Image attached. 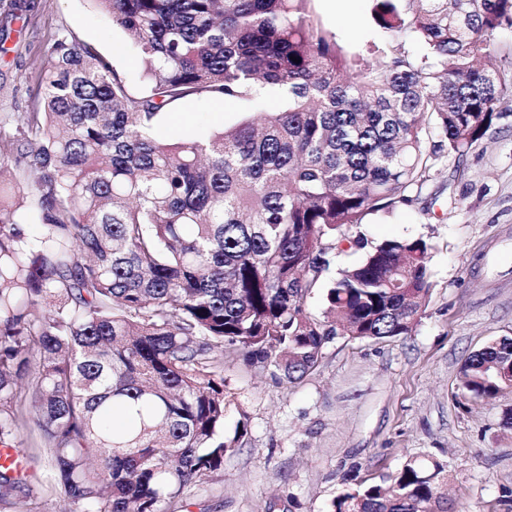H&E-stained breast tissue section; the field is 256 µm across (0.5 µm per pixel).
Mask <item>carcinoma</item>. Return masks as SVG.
I'll list each match as a JSON object with an SVG mask.
<instances>
[{"label": "carcinoma", "instance_id": "1", "mask_svg": "<svg viewBox=\"0 0 512 512\" xmlns=\"http://www.w3.org/2000/svg\"><path fill=\"white\" fill-rule=\"evenodd\" d=\"M94 2L128 35L142 85L61 34L39 74L43 111L0 135V169L17 163L0 181V445L26 428L25 379L73 512H165L246 434L242 420L224 433L225 351L290 384L335 336L418 325L428 240L354 239L363 260L329 285L328 249L420 196L437 161L463 158L502 116L512 71L494 39L512 29V0H370L372 35L349 49L310 0ZM272 91L283 105L264 110ZM194 97L255 115L158 138L165 111ZM318 288L321 318L307 309ZM460 388L484 401L511 390L512 337L473 351ZM446 479L411 457L333 512H446ZM23 488L25 512H46L1 465L0 503Z\"/></svg>", "mask_w": 512, "mask_h": 512}]
</instances>
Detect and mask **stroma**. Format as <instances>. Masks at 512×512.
<instances>
[{"instance_id": "stroma-1", "label": "stroma", "mask_w": 512, "mask_h": 512, "mask_svg": "<svg viewBox=\"0 0 512 512\" xmlns=\"http://www.w3.org/2000/svg\"><path fill=\"white\" fill-rule=\"evenodd\" d=\"M0 43V128L40 108L38 75L56 34L93 41L132 86L142 64L123 31L92 0H27ZM369 0H311L321 26L354 43L370 31ZM486 136L461 159L432 173L421 199L347 227L346 237L377 242L422 237L434 245V287L409 335L385 341L337 336L317 368L294 384L237 354L224 357L234 398L226 428L245 418L247 433L223 470L192 486L168 512H330L354 483L377 481L406 459L431 457L448 471V512H512V391L491 401L458 387L468 355L512 337V99ZM222 99H189L163 117L161 138L213 134L245 120ZM17 458L51 512H67L36 426Z\"/></svg>"}]
</instances>
